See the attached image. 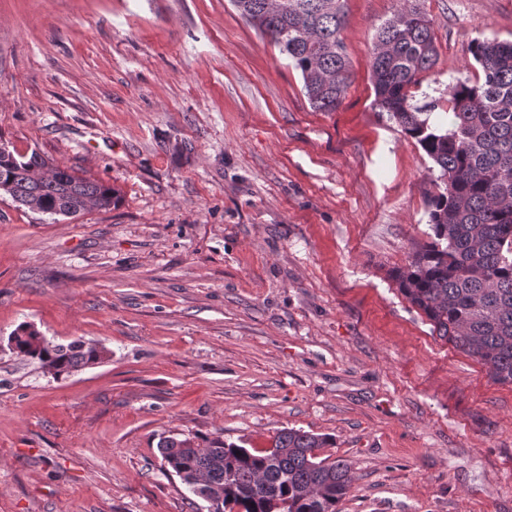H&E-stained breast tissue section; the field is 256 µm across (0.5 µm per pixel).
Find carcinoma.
Instances as JSON below:
<instances>
[{
  "instance_id": "cac0c4a2",
  "label": "carcinoma",
  "mask_w": 512,
  "mask_h": 512,
  "mask_svg": "<svg viewBox=\"0 0 512 512\" xmlns=\"http://www.w3.org/2000/svg\"><path fill=\"white\" fill-rule=\"evenodd\" d=\"M261 35L300 70L304 94L319 112H334L348 87L349 61L340 32L345 0H231ZM400 7L376 35L374 104L388 113L438 169L428 199L429 241L392 278L429 320L437 336L512 385V42L476 41L470 54L481 75L448 84L451 120L431 121L434 106L411 104L408 89L437 63L431 21L416 0ZM33 151L0 154V193L30 211L72 217L89 203L108 209L118 192L108 184L53 166ZM25 322L11 333L14 353L49 364L58 377L94 365L105 348L75 339L37 341ZM330 437L283 429L260 451L220 435L165 437L162 468L176 473L214 512H338L353 476L342 459L321 455Z\"/></svg>"
}]
</instances>
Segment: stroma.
Listing matches in <instances>:
<instances>
[{"instance_id": "obj_1", "label": "stroma", "mask_w": 512, "mask_h": 512, "mask_svg": "<svg viewBox=\"0 0 512 512\" xmlns=\"http://www.w3.org/2000/svg\"><path fill=\"white\" fill-rule=\"evenodd\" d=\"M446 110L512 0H419ZM397 0H345L350 78L314 111L230 0H0V139L114 186L56 218L0 196V512H206L161 438L324 434L339 512H512V386L434 332L391 273L428 237L433 163L374 104ZM103 344L54 378L7 347Z\"/></svg>"}]
</instances>
